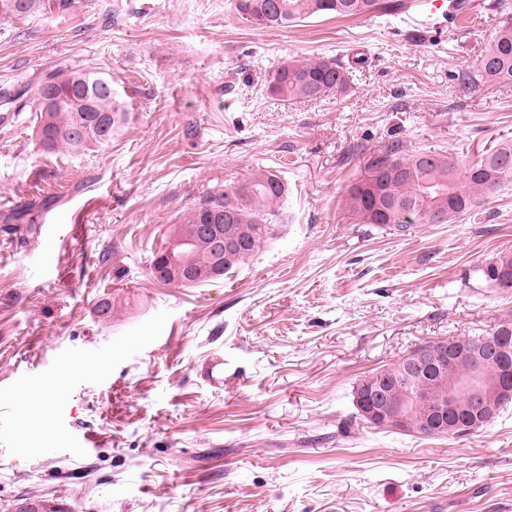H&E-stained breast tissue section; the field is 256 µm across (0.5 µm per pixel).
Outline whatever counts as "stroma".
Returning <instances> with one entry per match:
<instances>
[{"label": "stroma", "instance_id": "1", "mask_svg": "<svg viewBox=\"0 0 512 512\" xmlns=\"http://www.w3.org/2000/svg\"><path fill=\"white\" fill-rule=\"evenodd\" d=\"M103 2L0 31V86L80 68L127 113L111 141L56 154L35 113L0 118V512L32 495L67 512H512V405L462 437L386 432L353 405L415 346L512 321V290L479 272L512 253V190L405 232L346 208L393 144L467 166L512 137V82L463 97L453 80L491 42L488 0L433 30L381 14L259 28L231 0H111L108 17ZM359 55L344 93L268 90L288 59ZM259 169L288 188L263 252L193 286L149 276L191 202ZM217 354L220 388L201 372ZM34 395L48 417L27 436Z\"/></svg>", "mask_w": 512, "mask_h": 512}]
</instances>
